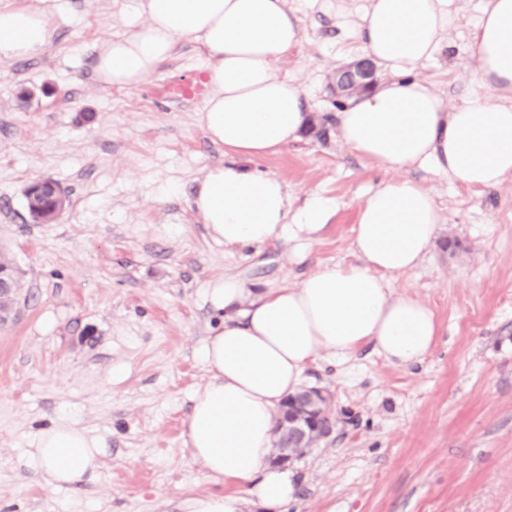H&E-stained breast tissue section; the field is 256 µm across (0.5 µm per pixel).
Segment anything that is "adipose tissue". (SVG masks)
<instances>
[{
  "label": "adipose tissue",
  "instance_id": "obj_1",
  "mask_svg": "<svg viewBox=\"0 0 512 512\" xmlns=\"http://www.w3.org/2000/svg\"><path fill=\"white\" fill-rule=\"evenodd\" d=\"M450 3L367 0L361 15L363 51L390 78L350 100L336 124L347 148L394 176L357 208V262L325 265L300 285L260 293L232 275L210 288L224 324L202 350L211 378L193 397L186 445L193 461L228 489L185 499L184 512H244L249 501L276 512L293 499L291 473L269 463L275 420L317 357L346 359L370 343L388 361L408 365L433 349L441 333L437 315L392 286L423 261L443 222L409 173L433 171L476 189L512 177V103L477 97L450 108L415 73L444 47L454 22ZM136 8L146 24L95 45L97 80L136 87L171 57L178 38L200 44L213 92L199 124L223 145L224 162L205 171L194 207L225 247L282 241L301 253L323 232L336 201L313 192L294 205L286 183L255 168L298 142L310 119L300 87L278 70L302 39L287 0H137ZM49 38L41 8L0 0V60L34 58ZM472 54L481 84L512 96V0H485ZM97 455L95 439L61 425L39 434L29 461L47 483L63 486L94 470Z\"/></svg>",
  "mask_w": 512,
  "mask_h": 512
}]
</instances>
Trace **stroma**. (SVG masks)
<instances>
[{"label":"stroma","mask_w":512,"mask_h":512,"mask_svg":"<svg viewBox=\"0 0 512 512\" xmlns=\"http://www.w3.org/2000/svg\"><path fill=\"white\" fill-rule=\"evenodd\" d=\"M12 3L43 9L52 36L35 58L0 61V254L24 283L0 325V512H180L187 497L224 488L185 446L192 398L209 379L203 345L223 322L208 288L235 275L264 291L355 261L357 207L390 176L342 143L329 89L336 66L362 56L365 0L287 2L304 36L278 68L326 132L257 167L290 192L338 203L299 258L284 242L223 247L192 205L224 149L197 121L201 101L175 105L161 91L170 77L205 76L199 46L179 40L141 85L106 87L93 47L144 23L133 0ZM481 5L455 0L447 47L417 69L451 107L499 98L475 75ZM411 177L444 222L435 248L393 286L429 305L442 334L412 366L366 344L305 370L303 385L332 392L336 427L291 465L286 512H512V178L474 189L431 171ZM37 178L68 194L54 223L30 220L24 191ZM62 423L99 441V466L56 487L28 454Z\"/></svg>","instance_id":"35a3bbf8"}]
</instances>
